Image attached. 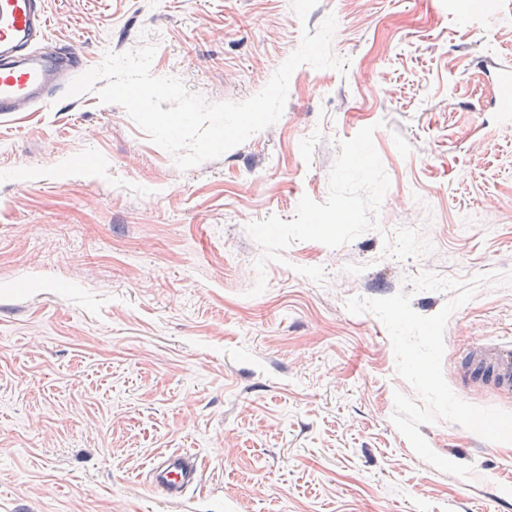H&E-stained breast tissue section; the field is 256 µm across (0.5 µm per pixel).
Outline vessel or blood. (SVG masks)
I'll list each match as a JSON object with an SVG mask.
<instances>
[{"label": "vessel or blood", "instance_id": "1", "mask_svg": "<svg viewBox=\"0 0 512 512\" xmlns=\"http://www.w3.org/2000/svg\"><path fill=\"white\" fill-rule=\"evenodd\" d=\"M49 18L45 0H0V114L43 105L83 69L81 52L66 46L42 50ZM469 385L512 393V343L478 342L465 365ZM147 476L162 499L183 500L202 487V468L188 451H164L152 460Z\"/></svg>", "mask_w": 512, "mask_h": 512}]
</instances>
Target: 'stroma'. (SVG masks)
<instances>
[{
  "mask_svg": "<svg viewBox=\"0 0 512 512\" xmlns=\"http://www.w3.org/2000/svg\"><path fill=\"white\" fill-rule=\"evenodd\" d=\"M472 3L46 0L88 67L152 44V74L209 103L259 92L330 14L345 69L300 66L276 124L186 171L93 91L0 115V512H182L146 480L161 448L202 464L191 512H512V443L441 420L421 434L470 477L421 459L386 328L346 309L405 291L431 316L449 293L411 277L512 273L487 72L512 0ZM480 340H512V285L451 314L442 360L512 412L461 387Z\"/></svg>",
  "mask_w": 512,
  "mask_h": 512,
  "instance_id": "35a3bbf8",
  "label": "stroma"
}]
</instances>
